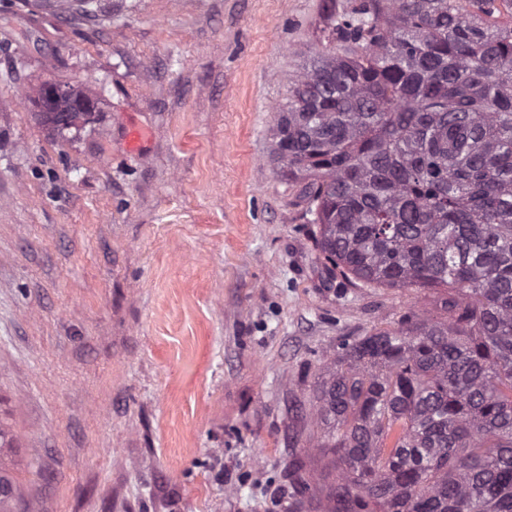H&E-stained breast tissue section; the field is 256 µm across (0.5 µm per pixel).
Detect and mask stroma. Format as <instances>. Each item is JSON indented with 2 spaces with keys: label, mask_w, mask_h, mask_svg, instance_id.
Here are the masks:
<instances>
[{
  "label": "stroma",
  "mask_w": 512,
  "mask_h": 512,
  "mask_svg": "<svg viewBox=\"0 0 512 512\" xmlns=\"http://www.w3.org/2000/svg\"><path fill=\"white\" fill-rule=\"evenodd\" d=\"M350 2L0 0V418L30 512H327L320 364L434 311L329 281L270 159L289 73ZM47 81L93 122L43 126Z\"/></svg>",
  "instance_id": "35a3bbf8"
}]
</instances>
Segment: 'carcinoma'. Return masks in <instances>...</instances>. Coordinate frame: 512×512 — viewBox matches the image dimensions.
<instances>
[{
	"instance_id": "cac0c4a2",
	"label": "carcinoma",
	"mask_w": 512,
	"mask_h": 512,
	"mask_svg": "<svg viewBox=\"0 0 512 512\" xmlns=\"http://www.w3.org/2000/svg\"><path fill=\"white\" fill-rule=\"evenodd\" d=\"M289 77L271 153L326 274L438 314L320 367L330 512H512V0H354ZM38 90L43 123H89ZM0 512L28 509L22 483Z\"/></svg>"
}]
</instances>
